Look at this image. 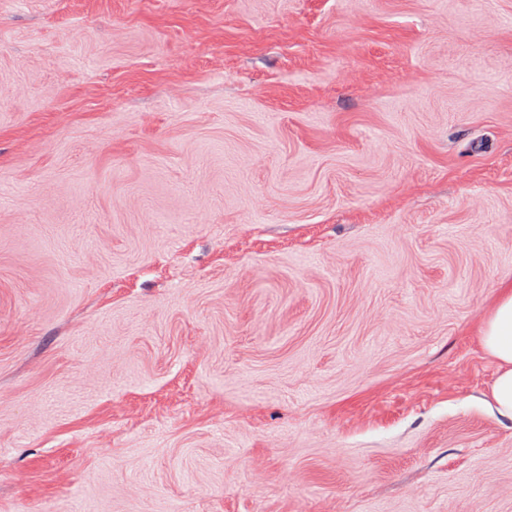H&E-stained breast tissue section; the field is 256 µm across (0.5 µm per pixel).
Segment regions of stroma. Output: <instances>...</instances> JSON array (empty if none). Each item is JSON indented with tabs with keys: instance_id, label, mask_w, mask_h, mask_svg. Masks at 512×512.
<instances>
[{
	"instance_id": "obj_1",
	"label": "stroma",
	"mask_w": 512,
	"mask_h": 512,
	"mask_svg": "<svg viewBox=\"0 0 512 512\" xmlns=\"http://www.w3.org/2000/svg\"><path fill=\"white\" fill-rule=\"evenodd\" d=\"M512 0H0V512H512ZM479 336L481 346L497 368L490 397L498 413L512 419V286L498 289Z\"/></svg>"
}]
</instances>
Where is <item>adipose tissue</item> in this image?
Returning a JSON list of instances; mask_svg holds the SVG:
<instances>
[{
	"label": "adipose tissue",
	"mask_w": 512,
	"mask_h": 512,
	"mask_svg": "<svg viewBox=\"0 0 512 512\" xmlns=\"http://www.w3.org/2000/svg\"><path fill=\"white\" fill-rule=\"evenodd\" d=\"M479 336L497 368L490 397L498 413L512 419V286L498 289L481 323Z\"/></svg>",
	"instance_id": "1"
}]
</instances>
